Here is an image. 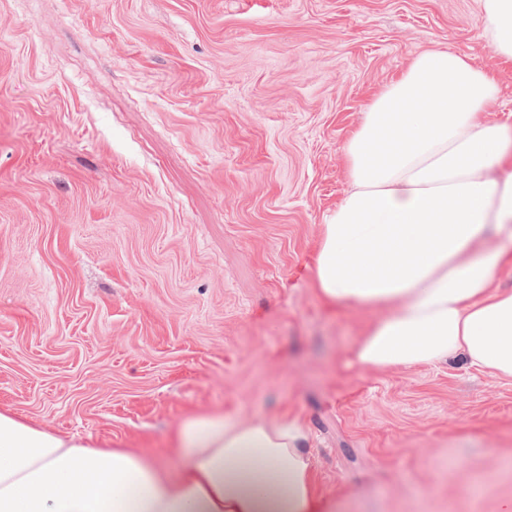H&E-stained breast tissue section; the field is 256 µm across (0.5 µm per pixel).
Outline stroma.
I'll list each match as a JSON object with an SVG mask.
<instances>
[{"label":"stroma","mask_w":512,"mask_h":512,"mask_svg":"<svg viewBox=\"0 0 512 512\" xmlns=\"http://www.w3.org/2000/svg\"><path fill=\"white\" fill-rule=\"evenodd\" d=\"M480 0H0V410L178 474L185 419H295L328 512H498L512 380L365 369L312 269L372 99Z\"/></svg>","instance_id":"obj_1"}]
</instances>
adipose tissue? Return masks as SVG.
Here are the masks:
<instances>
[{
	"instance_id": "obj_1",
	"label": "adipose tissue",
	"mask_w": 512,
	"mask_h": 512,
	"mask_svg": "<svg viewBox=\"0 0 512 512\" xmlns=\"http://www.w3.org/2000/svg\"><path fill=\"white\" fill-rule=\"evenodd\" d=\"M485 37L512 60V0H481ZM497 78L467 57L417 56L347 140L350 190L312 270L329 304L382 316L355 360L454 361L512 380V123L486 119ZM306 432L214 411L181 423L179 477L126 448H90L0 412V512H323Z\"/></svg>"
}]
</instances>
